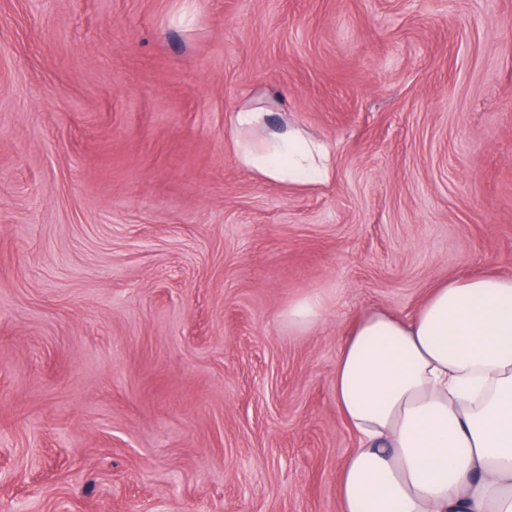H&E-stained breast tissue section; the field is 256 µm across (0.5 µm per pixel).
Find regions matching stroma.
<instances>
[{"instance_id":"obj_1","label":"stroma","mask_w":512,"mask_h":512,"mask_svg":"<svg viewBox=\"0 0 512 512\" xmlns=\"http://www.w3.org/2000/svg\"><path fill=\"white\" fill-rule=\"evenodd\" d=\"M248 104L334 179L241 168ZM487 271L512 0H0V512H340L347 327ZM323 312V302L319 296H311L288 307V328L297 332L311 330Z\"/></svg>"}]
</instances>
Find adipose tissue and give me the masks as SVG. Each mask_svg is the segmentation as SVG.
Returning <instances> with one entry per match:
<instances>
[{"label": "adipose tissue", "instance_id": "adipose-tissue-1", "mask_svg": "<svg viewBox=\"0 0 512 512\" xmlns=\"http://www.w3.org/2000/svg\"><path fill=\"white\" fill-rule=\"evenodd\" d=\"M265 123L261 109L234 112L240 166L294 186L331 180L330 147L297 128L241 140ZM332 389L358 439L339 473L340 512H512V276L441 283L408 318L363 313Z\"/></svg>", "mask_w": 512, "mask_h": 512}]
</instances>
